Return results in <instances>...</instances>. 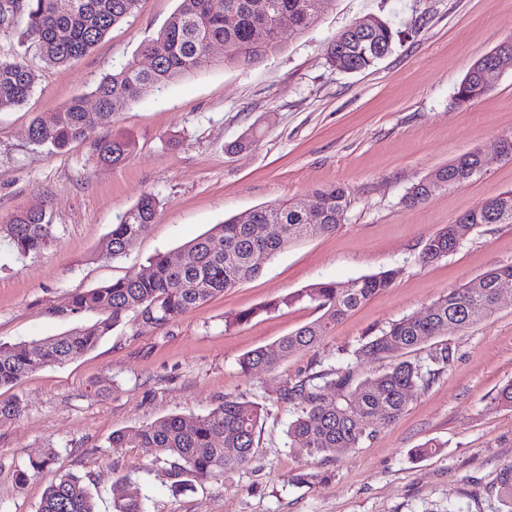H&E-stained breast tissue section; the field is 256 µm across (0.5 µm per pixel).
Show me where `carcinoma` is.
Instances as JSON below:
<instances>
[{
    "label": "carcinoma",
    "instance_id": "carcinoma-1",
    "mask_svg": "<svg viewBox=\"0 0 512 512\" xmlns=\"http://www.w3.org/2000/svg\"><path fill=\"white\" fill-rule=\"evenodd\" d=\"M331 0H179V6L157 37L140 47L138 56L120 69L105 75L94 90L95 111L78 96L55 114L51 122L39 118L29 128L32 145L61 151L82 140L93 124L108 126L112 116L150 91L217 67L208 61L209 47L224 46L222 65L249 67L275 51L286 32L301 33L315 24ZM140 0H0V35L10 32L19 18L26 21L27 37L42 58L52 65L69 64L88 53L116 25L138 10ZM237 17L233 26L224 15ZM267 25V42L254 44V32ZM402 32L390 22L373 16L366 29L349 25L326 47L329 66L338 73L369 68L391 52ZM499 79L493 54L476 61L457 86L453 101L469 103L490 90ZM34 74L20 55L0 57V110L22 106L29 100ZM127 137H106L91 145L92 155L106 165L124 162L133 152ZM482 173L480 155L465 153L413 184L403 197L407 207L425 203L434 193L460 187ZM317 207L304 213L299 206L280 201L254 210L255 223L241 224L228 219L177 251L176 263L169 253L149 261V274L133 273L87 292L70 296L51 309V315L67 321L86 312L100 318L90 326L72 328L48 339L0 344V388L15 385L22 378L49 365L75 360L97 347L130 314L139 321L166 327L224 291L258 275L265 265L290 243L329 234L345 219L348 194L342 187L314 192ZM160 200L145 192L119 223L112 225L106 239L107 258L127 254L135 241L154 223ZM461 218L469 232L486 224H512V191L504 192L467 211ZM278 224L274 236L263 225ZM9 245L26 255L43 249L55 239L52 217L47 211L17 213L3 230ZM460 240L455 225L449 224L425 242L419 256L428 265L456 250ZM391 270L363 276L345 284L317 282L294 295L263 307L276 310L282 305L307 301L321 312L307 323L271 345L257 348L240 359L245 373L272 372L291 355L314 348L337 322L389 287ZM192 281L196 288L183 287ZM512 289V265L488 271L462 288L448 291L420 313L392 322L351 351L391 360L378 375L355 381L348 371L335 369L312 373L285 385L280 399L298 402L300 413L289 424L291 448L309 456L335 454L341 448H357L404 413L407 394L425 387L448 367L452 353L448 346L435 348L431 369L405 358L429 340L448 335V329L464 331L492 313L500 289ZM23 401L18 397L0 401V421L18 418ZM261 417L259 404L239 397L224 402L204 415L186 418L169 416L150 424L112 434L109 447L151 448L154 462L163 464L158 476L174 487L218 479L249 464ZM237 449L229 455L226 450ZM54 463V453L28 459L15 470L18 484ZM126 477L113 484V512H145L140 499L124 493ZM506 512H512V466L500 477ZM37 512H96L93 493L83 477L65 473L44 492Z\"/></svg>",
    "mask_w": 512,
    "mask_h": 512
}]
</instances>
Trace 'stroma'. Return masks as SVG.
<instances>
[{
  "label": "stroma",
  "instance_id": "1",
  "mask_svg": "<svg viewBox=\"0 0 512 512\" xmlns=\"http://www.w3.org/2000/svg\"><path fill=\"white\" fill-rule=\"evenodd\" d=\"M178 0H141L139 10L69 65L46 64L17 20L0 38V55L25 56L35 75L28 103L0 110V226L22 210L52 216L56 239L26 256L0 242V342L59 335L93 324L50 315L69 296L144 271L148 258L177 252L230 217L281 200L309 203L320 188L348 193L343 224L291 243L251 280L157 327L127 317L91 352L44 367L0 400L20 397L22 415L0 423V512H37L62 472L82 476L98 512H112V483L146 512H500L499 478L512 465V406L498 403L512 382V295L486 319L449 331L410 352L425 361L448 345L453 358L428 386L409 393L401 418L360 447L314 458L293 451L286 431L299 412L279 398L284 382L341 366L352 350L391 322L423 312L448 290L512 265V224L468 235L448 257L422 265L425 241L465 212L512 190V159L492 153L512 133V68L463 107L453 93L469 67L512 38V0H336L301 36L249 68L218 67L146 93L116 112L109 126L50 154L28 137L34 118L50 120L76 95L155 38ZM377 15L402 39L374 66L333 71L325 48L359 18ZM256 128V146L229 145ZM131 138L118 167L97 163L96 141ZM488 155L483 173L461 187L405 207L407 190L432 170L470 151ZM161 201L156 220L127 256L106 259L113 224L144 192ZM394 270L389 288L336 324L314 349L270 373L247 374L240 358L317 318L296 302L262 305L322 281L345 283ZM251 311L226 327L227 316ZM259 403L253 461L221 479L175 490L144 470L149 448L110 449L119 430L170 415L207 413L227 397ZM431 455L415 456L424 444ZM54 451V463L26 484L15 467Z\"/></svg>",
  "mask_w": 512,
  "mask_h": 512
}]
</instances>
